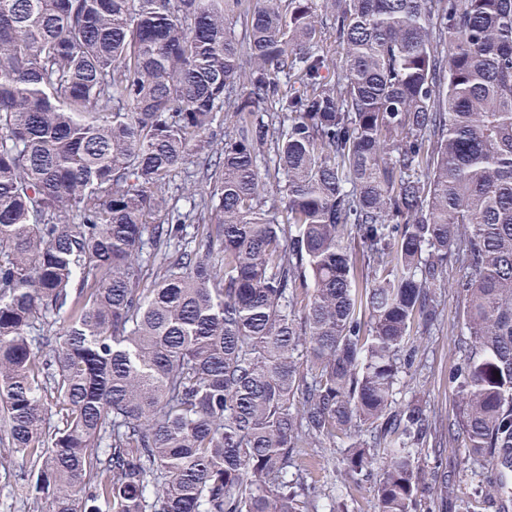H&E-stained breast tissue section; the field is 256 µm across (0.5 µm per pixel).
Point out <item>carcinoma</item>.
Segmentation results:
<instances>
[{"label": "carcinoma", "mask_w": 512, "mask_h": 512, "mask_svg": "<svg viewBox=\"0 0 512 512\" xmlns=\"http://www.w3.org/2000/svg\"><path fill=\"white\" fill-rule=\"evenodd\" d=\"M447 284L450 440L511 469L512 0H0V471L28 512H308L299 449L341 436L378 512L448 497L393 399ZM196 157L191 158L190 162L182 167V169H179V173H176V177L172 179V182L170 183L169 187V195H172V198L174 199H180L178 202L179 206L185 205L184 196L187 195V187H190V180H192V177H189L190 175H193V171L196 169V162H198Z\"/></svg>", "instance_id": "cac0c4a2"}]
</instances>
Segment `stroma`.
Returning a JSON list of instances; mask_svg holds the SVG:
<instances>
[{
  "instance_id": "stroma-1",
  "label": "stroma",
  "mask_w": 512,
  "mask_h": 512,
  "mask_svg": "<svg viewBox=\"0 0 512 512\" xmlns=\"http://www.w3.org/2000/svg\"><path fill=\"white\" fill-rule=\"evenodd\" d=\"M438 304L435 326L418 338L416 361L399 372L393 393L397 403L417 400L425 406L433 442L421 449L419 464L428 471H447L452 490L445 502L434 497L422 499L417 512H512V472L498 473L487 458L468 454L448 439V423L457 405L448 371L457 358L463 302L448 288L439 295ZM349 446V439L341 438L335 446L311 449L305 460L310 512H376L374 481L355 483L342 475Z\"/></svg>"
}]
</instances>
